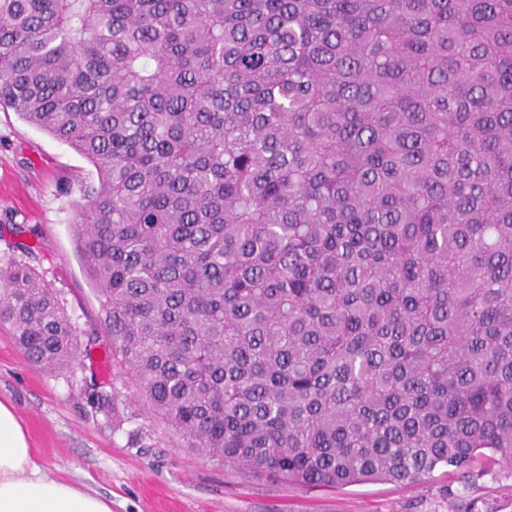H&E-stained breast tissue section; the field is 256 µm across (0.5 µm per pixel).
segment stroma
<instances>
[{
    "label": "stroma",
    "mask_w": 512,
    "mask_h": 512,
    "mask_svg": "<svg viewBox=\"0 0 512 512\" xmlns=\"http://www.w3.org/2000/svg\"><path fill=\"white\" fill-rule=\"evenodd\" d=\"M96 180L69 145L0 111V269L28 258L97 339L90 357L58 374L30 362L0 327V399L14 406L45 474L110 499L112 512H512V470L494 459L466 482L441 468L419 482L333 489L248 477L181 447L106 362L110 340L74 233L83 191ZM93 377L114 384L116 419L88 403L84 382Z\"/></svg>",
    "instance_id": "1"
}]
</instances>
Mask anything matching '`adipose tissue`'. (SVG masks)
<instances>
[{
  "instance_id": "1",
  "label": "adipose tissue",
  "mask_w": 512,
  "mask_h": 512,
  "mask_svg": "<svg viewBox=\"0 0 512 512\" xmlns=\"http://www.w3.org/2000/svg\"><path fill=\"white\" fill-rule=\"evenodd\" d=\"M0 512H112L108 500L46 477L12 405L0 400Z\"/></svg>"
}]
</instances>
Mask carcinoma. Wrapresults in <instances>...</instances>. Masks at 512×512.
<instances>
[{"label": "carcinoma", "instance_id": "1", "mask_svg": "<svg viewBox=\"0 0 512 512\" xmlns=\"http://www.w3.org/2000/svg\"><path fill=\"white\" fill-rule=\"evenodd\" d=\"M0 108L94 166L112 366L184 447L316 487L512 467V0H0ZM0 325L80 358L26 261Z\"/></svg>", "mask_w": 512, "mask_h": 512}]
</instances>
